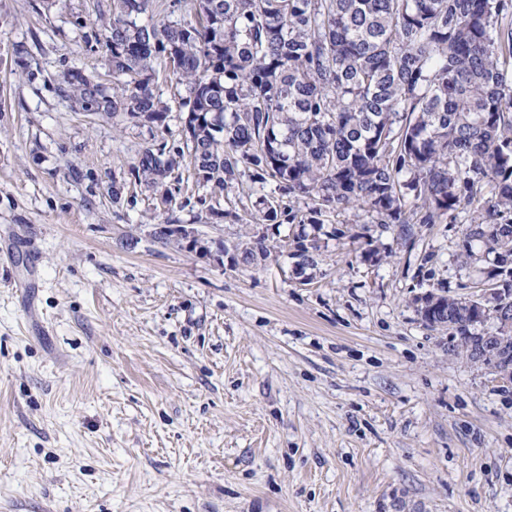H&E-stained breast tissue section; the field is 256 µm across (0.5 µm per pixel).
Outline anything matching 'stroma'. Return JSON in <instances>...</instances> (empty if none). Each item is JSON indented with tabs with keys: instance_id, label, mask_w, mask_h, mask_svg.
I'll return each instance as SVG.
<instances>
[{
	"instance_id": "1",
	"label": "stroma",
	"mask_w": 512,
	"mask_h": 512,
	"mask_svg": "<svg viewBox=\"0 0 512 512\" xmlns=\"http://www.w3.org/2000/svg\"><path fill=\"white\" fill-rule=\"evenodd\" d=\"M111 4L0 0V512H512V390L415 304L487 268L461 261L468 214L403 237L332 212L304 285L283 253L219 266L157 242L168 215L128 172L164 135L60 91L110 83ZM240 171L223 220L191 182L171 216L235 242L263 195L283 243L306 204Z\"/></svg>"
}]
</instances>
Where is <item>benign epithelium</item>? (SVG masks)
<instances>
[{
    "instance_id": "obj_1",
    "label": "benign epithelium",
    "mask_w": 512,
    "mask_h": 512,
    "mask_svg": "<svg viewBox=\"0 0 512 512\" xmlns=\"http://www.w3.org/2000/svg\"><path fill=\"white\" fill-rule=\"evenodd\" d=\"M166 232L170 244L218 265L223 263L224 237L204 236L191 224H168ZM491 296L496 298V324L478 333L477 346L471 347L468 359L488 367L497 384L509 387L512 386V295L504 288H487L465 302L480 315Z\"/></svg>"
}]
</instances>
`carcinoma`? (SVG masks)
Listing matches in <instances>:
<instances>
[{"label": "carcinoma", "mask_w": 512, "mask_h": 512, "mask_svg": "<svg viewBox=\"0 0 512 512\" xmlns=\"http://www.w3.org/2000/svg\"><path fill=\"white\" fill-rule=\"evenodd\" d=\"M194 18L143 20L149 0H112L97 43L112 47V92L89 75L62 91L88 113H122L165 130L155 60L184 87L200 123L182 144L150 143L129 172L172 204L183 173L220 201L241 163L304 199L298 244L318 250L321 217L361 209L403 224L409 198L424 224L471 214L488 281L512 289V0H189ZM235 266L277 253L264 238L224 244ZM429 328L472 321L438 294Z\"/></svg>", "instance_id": "carcinoma-1"}]
</instances>
